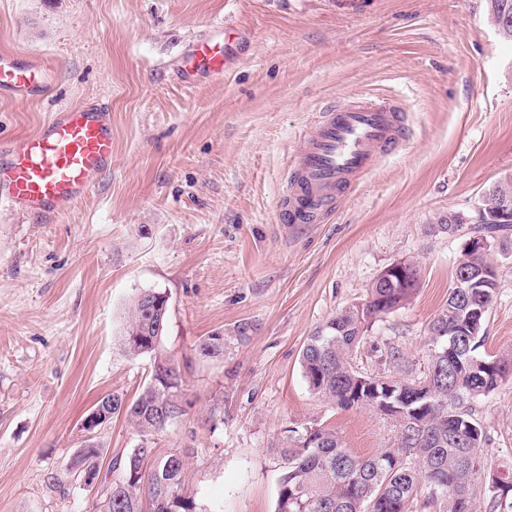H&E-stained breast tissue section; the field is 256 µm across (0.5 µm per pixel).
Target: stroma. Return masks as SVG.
<instances>
[{"label": "stroma", "instance_id": "1", "mask_svg": "<svg viewBox=\"0 0 512 512\" xmlns=\"http://www.w3.org/2000/svg\"><path fill=\"white\" fill-rule=\"evenodd\" d=\"M236 33L222 79L177 77L196 37ZM47 67L41 97L0 94V143L61 108L112 114V167L58 216L0 204V512H95L100 490L56 488L97 402L136 399L153 360L120 345L128 305L168 297L163 350L188 405L154 435L155 457L187 450L196 512H274L278 448L317 423L369 456L398 428L370 407L341 410L301 368L309 336L363 302L379 273L419 264L411 300L369 327L362 371L397 375L403 351L427 369L429 325L448 297L483 191L512 175V42L485 0H0V52ZM401 97L408 136L316 222L285 224L290 164L326 106ZM481 354L512 353V258ZM224 335V354L197 356ZM488 469L512 463V378L471 401ZM118 478L141 437L126 416L93 437Z\"/></svg>", "mask_w": 512, "mask_h": 512}]
</instances>
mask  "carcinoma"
I'll return each mask as SVG.
<instances>
[{"label":"carcinoma","mask_w":512,"mask_h":512,"mask_svg":"<svg viewBox=\"0 0 512 512\" xmlns=\"http://www.w3.org/2000/svg\"><path fill=\"white\" fill-rule=\"evenodd\" d=\"M488 15L500 37L512 41V0H487ZM512 206V176L490 184L475 208L474 233L492 236L505 226L494 222L504 204ZM459 263L474 273L493 268L489 253L466 250ZM408 281L395 288L372 284L365 301L336 312L309 336L302 351L304 377L315 394L344 410L370 405L393 392L392 411L399 426L397 442L361 457L345 448L336 431L314 424L290 430L283 441L275 512H412L424 494L423 506L439 512H473L474 496L490 488L496 478L483 462L487 437L465 403L494 391L512 376V355L479 354L484 323L497 288H476L467 297L448 294L430 324L427 371L413 379H394L390 388L359 371L351 355L369 326L408 302L419 285L420 270L408 262ZM168 305L145 313L144 293L130 302L123 330V347L132 357H153V375L138 398L128 404L112 395V414H124L150 443V436L166 429L157 419L159 406L184 405L179 368L162 350ZM467 336L453 345L448 332ZM200 354H224V335L216 332L198 345ZM426 391L428 401L417 394ZM146 454H130L121 476L104 492L98 512H195V504L181 495L185 453L169 454L145 468Z\"/></svg>","instance_id":"1"}]
</instances>
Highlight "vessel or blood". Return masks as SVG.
Returning <instances> with one entry per match:
<instances>
[{
  "instance_id": "vessel-or-blood-1",
  "label": "vessel or blood",
  "mask_w": 512,
  "mask_h": 512,
  "mask_svg": "<svg viewBox=\"0 0 512 512\" xmlns=\"http://www.w3.org/2000/svg\"><path fill=\"white\" fill-rule=\"evenodd\" d=\"M223 35L199 38L185 59L186 84L222 76L228 64ZM48 70L12 52L0 53V93L32 98ZM403 135L396 100H356L323 112L296 156L284 206L288 224L313 221L323 207L367 175ZM112 166V115L87 103L54 114L31 136L0 150V199L30 213L56 215L87 197Z\"/></svg>"
}]
</instances>
